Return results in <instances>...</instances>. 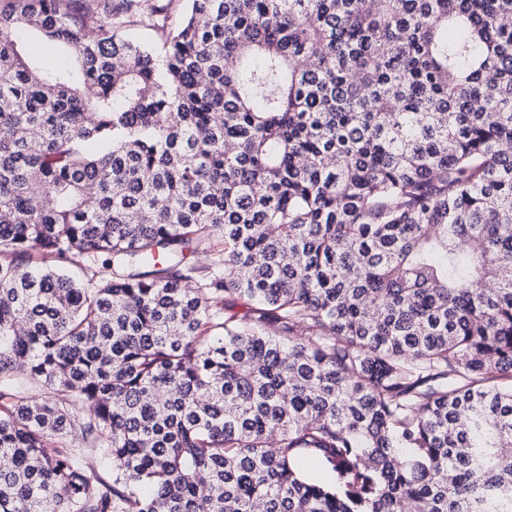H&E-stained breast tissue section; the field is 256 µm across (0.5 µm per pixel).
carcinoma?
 I'll return each instance as SVG.
<instances>
[{"label": "carcinoma", "instance_id": "carcinoma-1", "mask_svg": "<svg viewBox=\"0 0 512 512\" xmlns=\"http://www.w3.org/2000/svg\"><path fill=\"white\" fill-rule=\"evenodd\" d=\"M174 2L0 0V512H512V0ZM221 246L220 242L216 240L211 244V252H208L207 254L203 253L201 249L198 250V253H191L190 251L186 252V261L194 264L195 267L200 268V270H197V280H201L202 278L206 280L221 272V268L212 265V260H214L213 250H219L222 248Z\"/></svg>", "mask_w": 512, "mask_h": 512}]
</instances>
